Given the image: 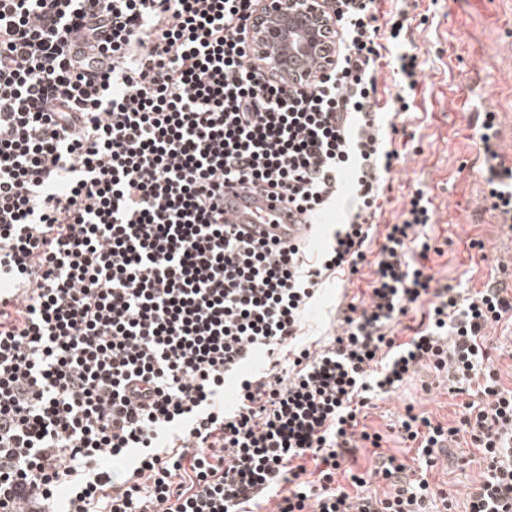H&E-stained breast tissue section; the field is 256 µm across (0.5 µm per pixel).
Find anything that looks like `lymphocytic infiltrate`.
<instances>
[{"mask_svg": "<svg viewBox=\"0 0 512 512\" xmlns=\"http://www.w3.org/2000/svg\"><path fill=\"white\" fill-rule=\"evenodd\" d=\"M331 2L337 60L291 85L251 59L258 0H0V512H453L427 472L462 433L485 463L468 512H512L488 336L512 294L435 285L423 192L377 228L397 153L375 130L376 0ZM347 168V216L322 227ZM229 180L309 231L242 236ZM368 261V299L299 344L322 285ZM416 306L427 325L398 342ZM423 363L471 395L458 425L406 406L419 469L344 467L384 440L364 408Z\"/></svg>", "mask_w": 512, "mask_h": 512, "instance_id": "obj_1", "label": "lymphocytic infiltrate"}]
</instances>
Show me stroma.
<instances>
[{
	"instance_id": "35a3bbf8",
	"label": "stroma",
	"mask_w": 512,
	"mask_h": 512,
	"mask_svg": "<svg viewBox=\"0 0 512 512\" xmlns=\"http://www.w3.org/2000/svg\"><path fill=\"white\" fill-rule=\"evenodd\" d=\"M383 44L378 71L380 129L389 137L399 162L383 188L379 223L392 224L411 194L423 190L435 213L426 232L436 251L429 265L440 283L471 293L483 287L499 264L512 263V228L498 223L486 209L489 190L477 129L479 116L495 113L503 151L512 150V0H379ZM406 9L404 43L389 36L388 20ZM415 54L414 87L399 84L394 73L398 55ZM408 109L397 112L398 99ZM400 134H392V127ZM483 249L470 248V241ZM369 275L327 281L304 323L299 344L326 341L337 325L339 310L362 299ZM466 394H452L443 377L422 368L391 397L376 401L363 426L385 434L384 453L411 468L419 462L414 449L393 430L406 404L450 424L458 420ZM481 468L479 453L469 444L447 448L442 463L428 473L431 484L447 492L456 512H465L466 496Z\"/></svg>"
}]
</instances>
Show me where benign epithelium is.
I'll use <instances>...</instances> for the list:
<instances>
[{
	"instance_id": "1",
	"label": "benign epithelium",
	"mask_w": 512,
	"mask_h": 512,
	"mask_svg": "<svg viewBox=\"0 0 512 512\" xmlns=\"http://www.w3.org/2000/svg\"><path fill=\"white\" fill-rule=\"evenodd\" d=\"M327 11L324 0H261L252 29L256 64L267 75L289 82L307 81L314 72L329 66L335 60V44L328 41L334 27L325 15ZM297 28L302 29L303 39L289 45L290 54L308 58L309 66L287 71L279 60L268 56L266 46L288 41L289 32Z\"/></svg>"
}]
</instances>
